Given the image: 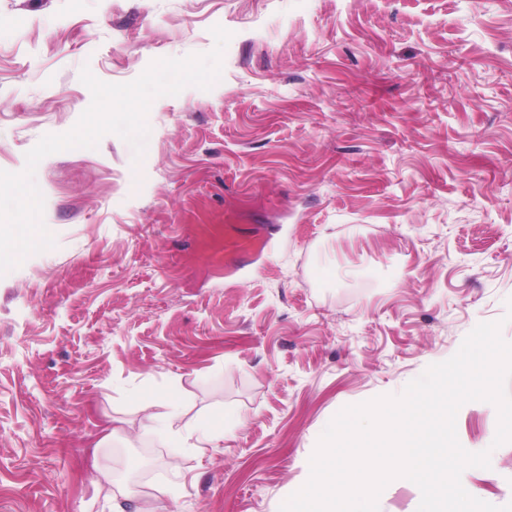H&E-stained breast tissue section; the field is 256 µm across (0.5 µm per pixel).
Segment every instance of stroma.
<instances>
[{
	"mask_svg": "<svg viewBox=\"0 0 512 512\" xmlns=\"http://www.w3.org/2000/svg\"><path fill=\"white\" fill-rule=\"evenodd\" d=\"M207 91L43 158L52 248L0 276V512H279L344 407L399 394L512 298V0H0V170L126 83L212 50ZM175 394L219 447L142 433ZM471 495L512 502V442ZM122 428L108 446L104 429Z\"/></svg>",
	"mask_w": 512,
	"mask_h": 512,
	"instance_id": "1",
	"label": "stroma"
}]
</instances>
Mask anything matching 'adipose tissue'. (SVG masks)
Wrapping results in <instances>:
<instances>
[{"mask_svg": "<svg viewBox=\"0 0 512 512\" xmlns=\"http://www.w3.org/2000/svg\"><path fill=\"white\" fill-rule=\"evenodd\" d=\"M140 413L141 429L162 436L178 448H210L224 438L223 422L181 423L178 404L164 396L142 402Z\"/></svg>", "mask_w": 512, "mask_h": 512, "instance_id": "ef3b65f1", "label": "adipose tissue"}]
</instances>
